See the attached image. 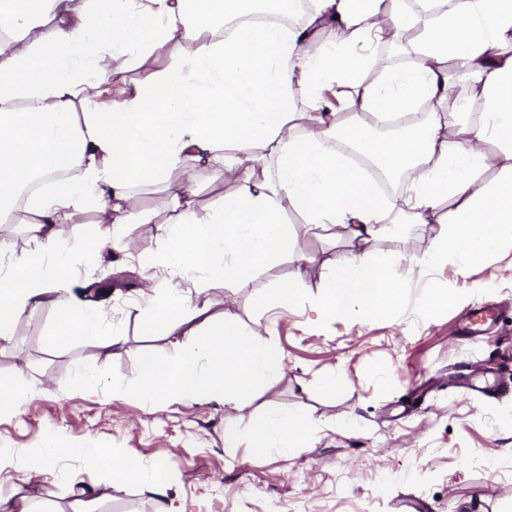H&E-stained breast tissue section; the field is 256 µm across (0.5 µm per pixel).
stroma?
I'll return each mask as SVG.
<instances>
[{
	"instance_id": "obj_1",
	"label": "stroma",
	"mask_w": 512,
	"mask_h": 512,
	"mask_svg": "<svg viewBox=\"0 0 512 512\" xmlns=\"http://www.w3.org/2000/svg\"><path fill=\"white\" fill-rule=\"evenodd\" d=\"M187 167V198L199 215L238 189L205 161ZM132 194L151 223L125 225L121 250L88 256L57 291L96 307L115 344L78 338L54 348L48 339L54 315L46 306L23 314L14 336L0 341V377L27 388L19 410L0 417V448H29L46 437L63 448L51 472L21 466L0 472V493L26 498L34 512H73L83 487L96 512H155L148 484L118 487L85 471L83 452L97 448L117 458L131 453L144 467L165 470L169 495L182 512H414L416 502L421 512H512V392H486L512 375L511 236L462 272L452 263H422L439 225L391 226L376 247L406 256L395 269L406 300L393 315L365 323L322 317L312 303L328 266L349 248L345 230L299 233L295 256L260 268L251 280H216L192 295L211 301L210 316L229 312L251 333L272 335L281 375L237 412L215 402L149 404L130 391L138 376L132 353L173 352L172 337L143 335L141 321L143 307L162 301L179 281L148 257L159 226L177 212L154 188L136 187ZM286 278L297 280L301 300L260 306L258 297ZM435 288L447 289L449 300L429 311L426 298ZM477 309L494 314L486 332L458 334ZM82 368L97 370L99 378L78 389L73 380ZM334 372L342 382L330 393L322 378ZM116 387L121 397H113ZM294 409L314 423L301 447L274 448L256 460L246 446H225L227 417L243 425L259 410Z\"/></svg>"
}]
</instances>
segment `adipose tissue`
I'll list each match as a JSON object with an SVG mask.
<instances>
[{
    "mask_svg": "<svg viewBox=\"0 0 512 512\" xmlns=\"http://www.w3.org/2000/svg\"><path fill=\"white\" fill-rule=\"evenodd\" d=\"M302 27L267 23L212 35L214 26L249 11H276L284 0H0V223L30 226L31 247L0 239V340L20 316L49 306L57 323L50 340L73 337L102 346L113 336L95 308L55 297L54 287L82 259L61 246L62 213L96 209L102 223L147 222L130 205L134 185H150L180 201L190 180L188 159L206 158L237 182L207 217L182 204L151 249L155 265L193 287L235 283L292 254L298 227H343L355 250L339 255L314 299L325 316L368 321L402 303L395 255L374 250L385 225L441 227L429 265L466 268L512 234V0H311ZM333 26V40L313 47L312 30ZM416 31V59L403 70L377 67L374 46ZM188 41L176 60L156 68L157 46ZM151 69L150 81L112 83V65ZM460 63L480 120L456 127L431 113L401 135L379 136L364 116L419 111L421 104L456 102L449 61ZM335 90V101L325 97ZM490 141L493 151L478 150ZM357 150L389 176L403 177L398 203L349 157ZM273 155L275 177L256 163ZM492 179H485L487 171ZM296 212L301 225L290 224ZM208 306L180 288L144 313L145 332L182 337L176 353L135 356L142 401L238 406L243 394L282 370L272 340L246 333L227 313L210 331L198 320ZM312 432L301 411L265 412L247 426L228 420L224 442L247 443L252 457L296 447ZM87 470L114 485L150 481L155 512L167 501L163 470L92 450Z\"/></svg>",
    "mask_w": 512,
    "mask_h": 512,
    "instance_id": "1",
    "label": "adipose tissue"
}]
</instances>
